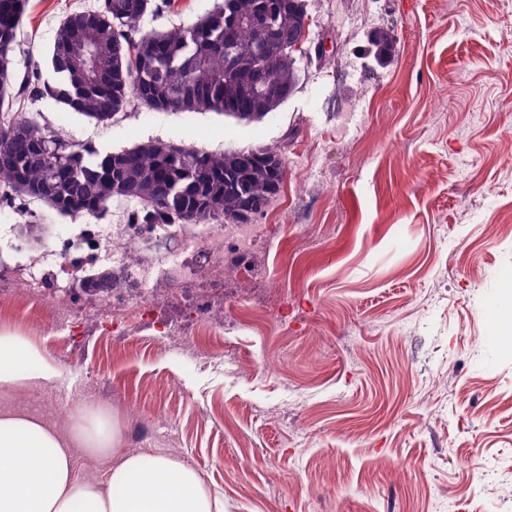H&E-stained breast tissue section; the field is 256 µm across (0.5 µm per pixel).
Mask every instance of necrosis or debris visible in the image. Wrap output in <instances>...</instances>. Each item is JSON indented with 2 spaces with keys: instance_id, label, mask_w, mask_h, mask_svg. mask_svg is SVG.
I'll list each match as a JSON object with an SVG mask.
<instances>
[{
  "instance_id": "necrosis-or-debris-1",
  "label": "necrosis or debris",
  "mask_w": 512,
  "mask_h": 512,
  "mask_svg": "<svg viewBox=\"0 0 512 512\" xmlns=\"http://www.w3.org/2000/svg\"><path fill=\"white\" fill-rule=\"evenodd\" d=\"M157 235L175 236L165 260L134 255L131 246L145 227L116 224L110 232L89 231L74 242L91 254L108 250L116 276L109 293L95 296V317L112 320V333L126 336L134 319L150 318L173 302H183L192 318L224 325V286L234 283L248 294L262 293L270 303L268 317L281 319V290L271 276L257 275L252 255L257 241L270 233L266 224H214L194 236L174 235L171 225L158 224Z\"/></svg>"
}]
</instances>
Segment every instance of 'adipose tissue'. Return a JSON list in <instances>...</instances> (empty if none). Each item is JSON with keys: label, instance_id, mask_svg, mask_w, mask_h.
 I'll use <instances>...</instances> for the list:
<instances>
[{"label": "adipose tissue", "instance_id": "adipose-tissue-1", "mask_svg": "<svg viewBox=\"0 0 512 512\" xmlns=\"http://www.w3.org/2000/svg\"><path fill=\"white\" fill-rule=\"evenodd\" d=\"M61 378L29 337L0 333V388H51ZM123 434L109 410L79 406L64 423L0 411V512H224L196 470L166 456L120 452ZM114 457L105 482L81 481L74 449Z\"/></svg>", "mask_w": 512, "mask_h": 512}]
</instances>
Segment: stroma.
I'll return each mask as SVG.
<instances>
[{"label":"stroma","mask_w":512,"mask_h":512,"mask_svg":"<svg viewBox=\"0 0 512 512\" xmlns=\"http://www.w3.org/2000/svg\"><path fill=\"white\" fill-rule=\"evenodd\" d=\"M218 0H171L143 29L190 24ZM97 0H28L15 74L43 61L60 21ZM308 40L338 38V64L298 59L294 95L259 121L131 105L99 123L51 102L27 117L68 141L119 150L147 141L209 152L279 148L316 164L303 192L282 185L258 224L259 270L280 280L291 312L264 333L261 309L234 302L228 336L195 325L197 359L167 350L161 330L86 325L37 330L29 308H0V332L23 331L63 370L55 388L4 391L25 410L107 404L122 432L133 403L165 419L152 454L192 466L224 512H512V335L492 318L512 273V0H307ZM392 29L379 62L370 34ZM136 202L71 218L29 198L0 200V264L31 257L14 211L47 229L45 250L77 268L112 259L70 252L87 228L128 223ZM482 256L478 270L466 264ZM319 332L309 341L307 328ZM224 343L228 371L204 363ZM285 354L267 371V350ZM407 464L410 474L398 471ZM289 474L275 482L274 471Z\"/></svg>","instance_id":"stroma-1"}]
</instances>
